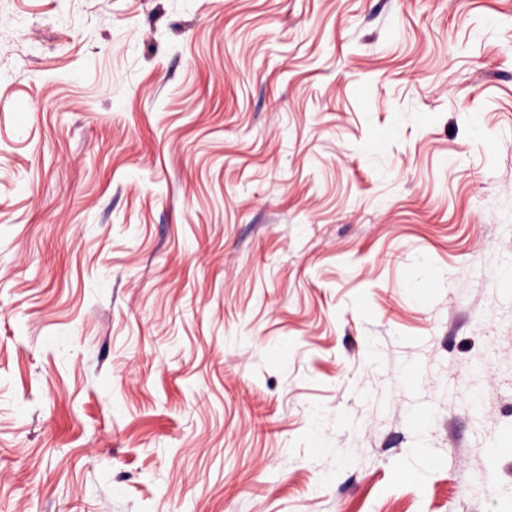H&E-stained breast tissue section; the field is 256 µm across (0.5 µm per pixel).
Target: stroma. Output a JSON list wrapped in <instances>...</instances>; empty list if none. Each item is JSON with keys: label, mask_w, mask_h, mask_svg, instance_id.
Segmentation results:
<instances>
[{"label": "stroma", "mask_w": 512, "mask_h": 512, "mask_svg": "<svg viewBox=\"0 0 512 512\" xmlns=\"http://www.w3.org/2000/svg\"><path fill=\"white\" fill-rule=\"evenodd\" d=\"M0 512H512V0H0Z\"/></svg>", "instance_id": "1"}]
</instances>
